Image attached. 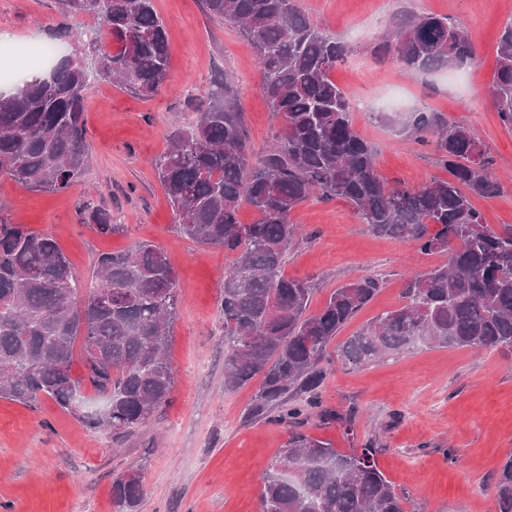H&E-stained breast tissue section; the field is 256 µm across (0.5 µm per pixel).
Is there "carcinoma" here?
Listing matches in <instances>:
<instances>
[{
    "label": "carcinoma",
    "instance_id": "1",
    "mask_svg": "<svg viewBox=\"0 0 512 512\" xmlns=\"http://www.w3.org/2000/svg\"><path fill=\"white\" fill-rule=\"evenodd\" d=\"M69 18L100 26L96 38L65 28L72 52L43 77L0 91V177L35 192L64 191L85 171L89 146L84 98L95 79L138 97L157 93L170 67L169 41L153 0H58ZM209 12L251 42L260 90L280 121L272 144L249 160L239 93L216 74L208 105L170 132L154 161L159 181L187 239L233 256L224 275V388L260 383L250 415L278 411L296 427L315 416L346 425L317 389L330 365L327 348L379 290L371 277L337 288L308 312L310 284L290 278L282 263L299 228L295 207L318 193L342 199L378 236L411 240L444 264L414 277L404 302L378 314L337 354L360 367L415 348L469 347L512 351V224L493 229L474 206L500 182L490 150L464 124L419 109L399 122L433 149L449 178L422 187L390 184L375 151L353 128L350 99L332 77L352 53L319 28L298 0H204ZM370 57L404 71L455 68L477 60L470 37L445 16L400 11ZM503 125L512 130V18L501 29L489 85ZM256 213L238 219L242 205ZM81 223L100 234L120 231L104 208L83 210ZM178 312L176 275L161 249L142 243L97 258L95 280L76 274L54 238L11 221L0 207V398L35 407L50 398L88 428L118 438L133 434L167 403L175 378L169 359ZM83 373L73 375L75 359ZM110 388L112 410L74 414L76 395ZM377 449L345 454L302 431H291L280 460L263 475L262 512H407V497L378 469ZM497 512H512V460L495 485ZM142 480H112V502L136 512Z\"/></svg>",
    "mask_w": 512,
    "mask_h": 512
}]
</instances>
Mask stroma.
<instances>
[{"instance_id": "35a3bbf8", "label": "stroma", "mask_w": 512, "mask_h": 512, "mask_svg": "<svg viewBox=\"0 0 512 512\" xmlns=\"http://www.w3.org/2000/svg\"><path fill=\"white\" fill-rule=\"evenodd\" d=\"M311 21L348 43L349 62L333 74L350 100L381 104L393 92L404 111L427 108L468 126L496 161L502 190L477 200L486 224H512V130L488 95L501 28L512 0H299ZM169 35L165 85L139 99L108 81L85 95L90 160L81 178L57 193H36L0 178V203L11 220L53 236L77 274L91 279L100 254L148 241L177 276L178 313L170 360L169 403L130 436L86 429L49 399L31 408L0 398V512H118L112 479L145 474L138 512H261L262 476L284 449L289 430L274 417L249 416L254 387H224V316L220 295L231 254L184 237L154 170L170 132L192 121L211 76L231 74L239 91L253 157L279 128L260 91L254 49L239 30L206 12L202 0H153ZM448 16L467 31L477 61L466 69L403 71L373 62L369 48L401 8ZM57 0H0V32L19 44H71L61 32ZM355 131L376 151L389 183L419 187L446 170L430 148L373 117L352 115ZM102 207L122 232L101 235L80 221L81 207ZM291 220L298 240L287 276L308 280L311 311L348 281L373 277V300L334 338L398 307L413 276L444 263L410 240L381 238L346 201L310 196ZM319 394L351 413L348 426L309 419L303 432L344 453L373 444L376 461L409 497L407 512H496L495 477L512 458V353L499 349L423 348L360 368L333 363Z\"/></svg>"}]
</instances>
